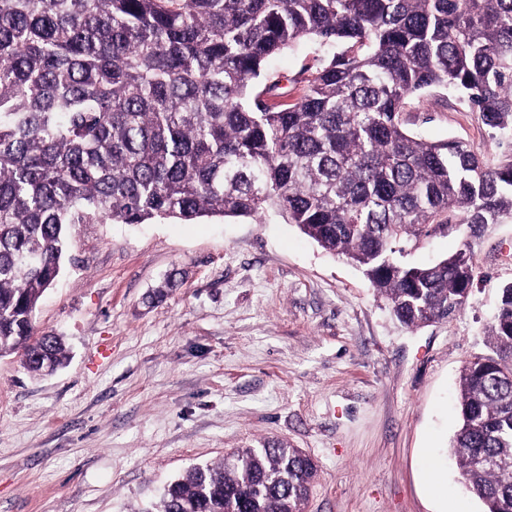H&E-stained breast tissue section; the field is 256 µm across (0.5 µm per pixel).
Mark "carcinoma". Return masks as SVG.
I'll use <instances>...</instances> for the list:
<instances>
[{"label":"carcinoma","mask_w":512,"mask_h":512,"mask_svg":"<svg viewBox=\"0 0 512 512\" xmlns=\"http://www.w3.org/2000/svg\"><path fill=\"white\" fill-rule=\"evenodd\" d=\"M312 42L296 98L264 78ZM444 87L512 139V0H0V356L35 375L69 358L33 315L71 224L281 219L360 267L408 328L448 320L477 275L472 241L512 220V150L402 127ZM454 226L456 252L408 260ZM487 354L459 378L451 452L485 512H512V285ZM194 466L158 512H304L314 461L265 440Z\"/></svg>","instance_id":"carcinoma-1"}]
</instances>
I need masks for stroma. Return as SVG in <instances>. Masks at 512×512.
<instances>
[{"instance_id": "stroma-1", "label": "stroma", "mask_w": 512, "mask_h": 512, "mask_svg": "<svg viewBox=\"0 0 512 512\" xmlns=\"http://www.w3.org/2000/svg\"><path fill=\"white\" fill-rule=\"evenodd\" d=\"M316 50L271 59L297 96ZM489 163L506 143L443 88L401 116ZM70 261L36 311L66 367L0 357V512H145L196 464L276 439L317 465L305 512H484L450 451L465 362L486 352L512 282V221L473 242L478 276L445 323L408 329L361 270L292 224H74ZM179 284L159 302L169 273ZM436 460L446 481L428 484Z\"/></svg>"}]
</instances>
